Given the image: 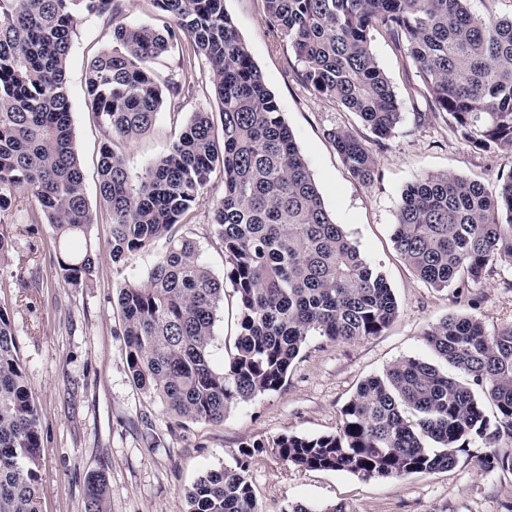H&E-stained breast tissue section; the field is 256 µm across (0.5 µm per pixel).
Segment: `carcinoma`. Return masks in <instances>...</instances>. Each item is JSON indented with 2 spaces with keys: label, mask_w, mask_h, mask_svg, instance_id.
<instances>
[{
  "label": "carcinoma",
  "mask_w": 512,
  "mask_h": 512,
  "mask_svg": "<svg viewBox=\"0 0 512 512\" xmlns=\"http://www.w3.org/2000/svg\"><path fill=\"white\" fill-rule=\"evenodd\" d=\"M274 37L291 45L300 79L357 115L378 139L403 120L371 50L380 28L405 40L438 113L476 148L512 149V17L481 19L469 0H263ZM159 29L126 21L122 0H0V212L22 195L30 221H46L60 247L65 285L92 280L93 215L73 143L66 66L82 20L112 21L111 49L89 64L86 94L108 132L99 161L100 201L112 215L110 257L167 241L144 283L118 294L127 362L136 386L173 419L224 422L232 406L278 391L312 336L351 342L381 334L398 314L386 278L325 209L275 97L224 11V0H155ZM187 41L204 59L219 119L196 112L168 152L136 183L120 145L144 134L164 102L152 64ZM222 136H217L215 122ZM327 139L353 178L367 184L373 150L348 128ZM224 196L212 226L224 243L239 305L235 353L213 363L224 280L181 233L215 172ZM401 260L424 283L459 293L512 260V173L495 191L453 172L409 183L393 228ZM426 342L470 383L409 358L364 380L333 434L282 435L281 460L364 479L454 467L466 442L492 448L484 463L512 469L493 450L512 438V324L493 335L466 313L431 325ZM496 409L485 412V401ZM265 444L248 443L233 467L206 472L187 512H258L248 469ZM42 437L8 312L0 309V512H38ZM109 480L91 473L84 512H108Z\"/></svg>",
  "instance_id": "cac0c4a2"
}]
</instances>
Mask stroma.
Listing matches in <instances>:
<instances>
[{
	"label": "stroma",
	"instance_id": "stroma-1",
	"mask_svg": "<svg viewBox=\"0 0 512 512\" xmlns=\"http://www.w3.org/2000/svg\"><path fill=\"white\" fill-rule=\"evenodd\" d=\"M224 10L274 94L325 208L385 275L398 315L380 335L360 341L311 337L279 391L231 407L222 424L179 425L149 401L128 369L117 295L124 283L146 281L166 243L130 254L119 268L105 248L111 219L99 200L98 163L107 132L91 110L85 86L88 63L112 43V26L103 18L85 19L73 36L66 87L74 146L94 216L90 235L101 247L90 286L64 285L54 231L48 224L29 223L27 198L0 212L12 240L9 259L0 265V307L10 314L43 441L39 512H84L85 480L96 471L109 479V512H186V490L206 471L235 466L242 446L256 441L268 445L249 469L260 512H286L296 503H341L348 512H512V470L485 469L487 448L479 439L468 441L452 469L369 480L293 466L272 446L284 434L336 432L357 386L397 360L436 363L423 333L448 314L472 315L490 334L512 324V263L497 264L481 284L460 296L455 288L438 291L420 281L392 240L407 184L451 171L492 189L500 175L512 171V150L476 149L443 118L431 117L417 67L383 31L373 32L371 49L397 94L403 121L379 140L354 114L299 79L292 49L266 28L263 0H224ZM154 75L160 85L179 83L183 91L167 97L151 129L125 145L135 181L166 153L193 113L219 110L209 69L187 45L158 59ZM420 112L429 113L426 123L417 122ZM335 127L349 128L371 145L377 165L370 183L354 179L327 140V130ZM223 194L221 175H213L183 227L219 278L226 269L224 247L211 222ZM237 317V297L228 283L214 329L216 365L235 351Z\"/></svg>",
	"mask_w": 512,
	"mask_h": 512
}]
</instances>
